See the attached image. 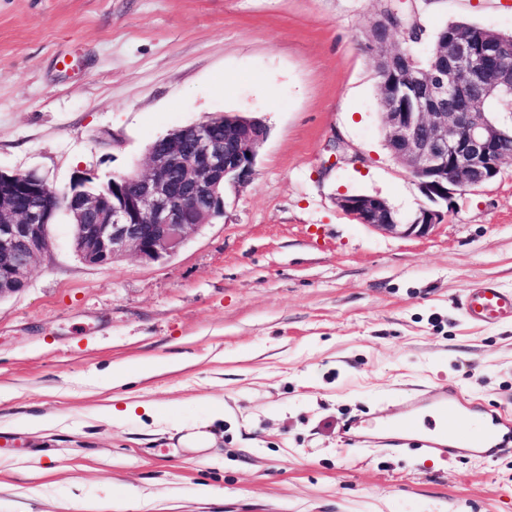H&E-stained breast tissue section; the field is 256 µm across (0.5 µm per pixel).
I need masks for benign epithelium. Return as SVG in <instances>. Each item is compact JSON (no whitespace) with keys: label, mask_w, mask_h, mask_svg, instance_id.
Returning a JSON list of instances; mask_svg holds the SVG:
<instances>
[{"label":"benign epithelium","mask_w":512,"mask_h":512,"mask_svg":"<svg viewBox=\"0 0 512 512\" xmlns=\"http://www.w3.org/2000/svg\"><path fill=\"white\" fill-rule=\"evenodd\" d=\"M380 69L404 72L408 58L381 17L369 30ZM512 87V65L501 59L499 43L479 44L465 34L444 41L439 62L405 80L415 106L407 112H383L392 156L418 177L423 206L409 221L400 220L386 201L371 195H344L346 213L392 236L424 237L453 211L454 198L492 180L512 154L502 152L498 130L486 117L482 89ZM266 125L242 116H224L176 130L167 143L148 148L146 168L112 181V200L85 191L83 177L69 186L67 213L74 228L77 256L91 265H108L128 252L148 262L174 255L187 238L210 223L225 207V190L250 179ZM335 157L364 162L337 137ZM46 196L51 188L35 171L0 170V300L22 291L35 260L50 247L45 212L24 208L18 191Z\"/></svg>","instance_id":"1"}]
</instances>
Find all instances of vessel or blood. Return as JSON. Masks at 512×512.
<instances>
[{
    "label": "vessel or blood",
    "mask_w": 512,
    "mask_h": 512,
    "mask_svg": "<svg viewBox=\"0 0 512 512\" xmlns=\"http://www.w3.org/2000/svg\"><path fill=\"white\" fill-rule=\"evenodd\" d=\"M459 305L471 322L512 324V289L498 282L486 280L466 288ZM404 409L398 422L383 428L390 446L404 445L411 435L426 454L442 458L512 450V417L462 402L452 391L417 394L405 401Z\"/></svg>",
    "instance_id": "b4317fda"
}]
</instances>
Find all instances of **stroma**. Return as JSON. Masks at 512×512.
Returning <instances> with one entry per match:
<instances>
[{"instance_id": "1", "label": "stroma", "mask_w": 512, "mask_h": 512, "mask_svg": "<svg viewBox=\"0 0 512 512\" xmlns=\"http://www.w3.org/2000/svg\"><path fill=\"white\" fill-rule=\"evenodd\" d=\"M512 33V0H421ZM375 0H0V169L57 190L142 169L148 145L223 113L270 128L249 182L171 257L84 263L59 212L0 300V512H512V454L444 459L348 425L447 387L512 412V325L464 288H512V159L424 237L342 211L427 200L385 146ZM342 136L364 161L336 160ZM166 369L111 387L113 367ZM147 416L116 419L129 403ZM224 409L214 448L175 428ZM209 495H200V488ZM460 309L471 322L481 325L512 324V289L485 280L466 288L459 300Z\"/></svg>"}]
</instances>
